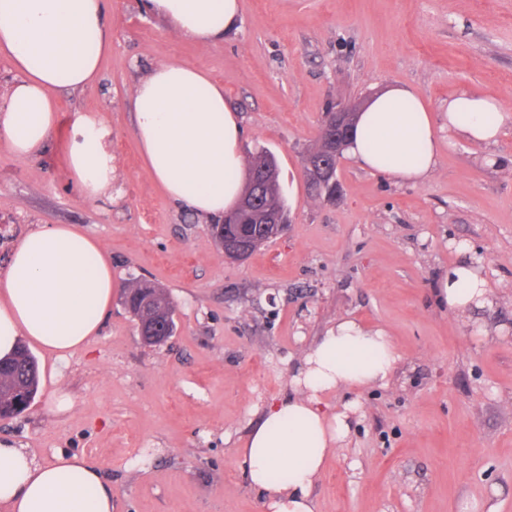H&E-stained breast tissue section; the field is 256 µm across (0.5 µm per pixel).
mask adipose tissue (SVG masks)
I'll return each mask as SVG.
<instances>
[{
    "instance_id": "1",
    "label": "adipose tissue",
    "mask_w": 512,
    "mask_h": 512,
    "mask_svg": "<svg viewBox=\"0 0 512 512\" xmlns=\"http://www.w3.org/2000/svg\"><path fill=\"white\" fill-rule=\"evenodd\" d=\"M151 15L198 42L222 39L240 0H144ZM112 48L105 0H0V57L14 74L0 100V135L22 159L41 154L57 125L58 98L97 82ZM135 132L166 196L201 223L233 208L243 190L240 117L224 89L198 68L167 60L135 86ZM449 134L476 145L497 142L508 118L493 98L463 92L448 99ZM111 132L99 115H77L67 177L90 200L112 196ZM373 173L417 183L438 163L435 120L420 93L390 85L361 112L348 147ZM112 259L73 225L26 235L0 275V358L29 340L64 361L97 336L112 305ZM440 291L450 310L490 307L486 278L469 264L449 269ZM399 356L384 330L342 319L309 349L292 376L293 392L268 406L249 434L242 463L270 512H314L311 489L329 455L350 433L352 405L328 411L322 397L344 388L387 386ZM0 507L5 512H112V489L83 456L37 461L0 444Z\"/></svg>"
}]
</instances>
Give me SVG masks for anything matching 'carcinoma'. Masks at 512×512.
Here are the masks:
<instances>
[{"label":"carcinoma","mask_w":512,"mask_h":512,"mask_svg":"<svg viewBox=\"0 0 512 512\" xmlns=\"http://www.w3.org/2000/svg\"><path fill=\"white\" fill-rule=\"evenodd\" d=\"M272 166H278L276 157L263 148L249 160V171L259 177ZM262 206L268 210L278 211L285 217L288 216V205L282 192L264 199ZM255 224L256 215L252 208L242 207L225 216L224 223L213 225L211 233L221 245L226 236H254ZM148 296L154 299V304L144 309L141 303ZM125 304L131 317L139 318L142 325L151 328L159 324L163 330L174 333L175 307L165 289L146 280L137 279L128 286ZM38 388L37 360L27 347L22 346L13 357L0 362V416L13 418L24 412L37 394Z\"/></svg>","instance_id":"1"}]
</instances>
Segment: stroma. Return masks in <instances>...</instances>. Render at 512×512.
I'll return each instance as SVG.
<instances>
[{
    "mask_svg": "<svg viewBox=\"0 0 512 512\" xmlns=\"http://www.w3.org/2000/svg\"><path fill=\"white\" fill-rule=\"evenodd\" d=\"M106 7L112 50L95 84L61 98L46 152L24 160L0 137V273L31 230L76 224L111 254L117 291L101 335L0 422V442L40 461L83 455L111 487L112 512H269L240 450L291 393L303 354L352 318L384 328L399 361L388 386L324 395L329 410L358 411L312 489L315 512H512V0H241L237 26L213 43L173 34L142 0ZM165 59L223 85L245 152L277 158L290 224L245 261L225 258L142 157L135 85ZM393 83L438 117L468 91L511 118L491 146L439 129L437 167L417 184L343 156L335 201L314 199L302 165L324 113ZM85 112L112 132L108 199L66 176L70 126ZM462 262L493 288L473 319L439 295ZM134 278L175 305L161 346L141 345L121 304ZM61 391L72 406L58 414Z\"/></svg>",
    "mask_w": 512,
    "mask_h": 512,
    "instance_id": "stroma-1",
    "label": "stroma"
}]
</instances>
